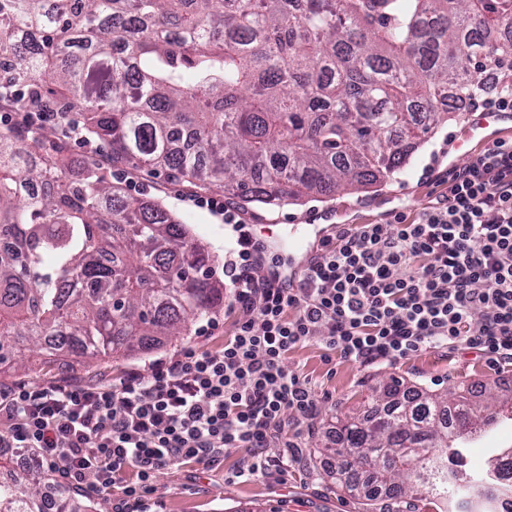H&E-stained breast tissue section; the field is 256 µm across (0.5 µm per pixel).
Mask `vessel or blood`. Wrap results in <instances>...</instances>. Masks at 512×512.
Instances as JSON below:
<instances>
[{
  "label": "vessel or blood",
  "instance_id": "b4317fda",
  "mask_svg": "<svg viewBox=\"0 0 512 512\" xmlns=\"http://www.w3.org/2000/svg\"><path fill=\"white\" fill-rule=\"evenodd\" d=\"M471 123L479 133L480 144L486 146L512 131V114L480 113L472 116ZM336 231L337 227L333 224H310L302 235L288 240L276 236L269 237L263 244L264 249L269 252L287 249L288 261L281 265H263L264 276L283 286H293L305 272L313 252L317 250L321 241L334 236Z\"/></svg>",
  "mask_w": 512,
  "mask_h": 512
}]
</instances>
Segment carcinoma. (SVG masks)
<instances>
[{"label":"carcinoma","instance_id":"cac0c4a2","mask_svg":"<svg viewBox=\"0 0 512 512\" xmlns=\"http://www.w3.org/2000/svg\"><path fill=\"white\" fill-rule=\"evenodd\" d=\"M512 71V0H0V106L61 107L112 162L222 185L242 204L372 186L475 92L479 69ZM74 169L62 180L61 173ZM214 256L154 199L106 169L75 166L40 135L0 130V374L19 345L105 360L186 335L224 307ZM473 388L407 395L336 419L329 477L366 512L448 486L491 508L512 494L503 457L465 469L466 441L512 420ZM46 475L0 481V512H89Z\"/></svg>","mask_w":512,"mask_h":512}]
</instances>
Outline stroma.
<instances>
[{"mask_svg":"<svg viewBox=\"0 0 512 512\" xmlns=\"http://www.w3.org/2000/svg\"><path fill=\"white\" fill-rule=\"evenodd\" d=\"M82 118L67 114L55 136L66 156L78 163L107 166L113 182L136 198L160 200L190 224L198 239L216 255V279L224 277L222 256L234 244L230 226L189 202L195 187L171 181L165 174L147 175L126 164H113L105 142L79 138L76 127ZM466 120L440 125L414 152L409 164L382 182L356 192L333 196L312 194L302 201L277 206L252 203L244 207L248 229L256 242L268 235H287L289 228L307 224L387 223L394 214L414 217L439 192L438 177L450 166L469 163L478 145L449 154V142L461 138ZM197 336H181L143 353L133 351L106 362H82L27 353L24 369L0 375L1 385L24 382L48 384L63 380L109 381L130 368L147 370L155 360L168 359L195 345ZM289 371L309 379L317 399L315 417L302 418L294 410L283 416L281 439L271 443L266 454L271 466L249 480L237 472L244 461L239 448L227 449L223 460L212 468L175 465L158 473L155 489L138 504L137 512H365L362 501L337 488L329 477L325 458L318 452L332 437L337 416L362 410L371 397L382 392L391 379L405 386L431 391H451L471 385L512 389V362L489 363L467 350L427 349L395 366L376 363L359 366L328 351L322 342H311L292 350L284 361ZM301 448L298 461H286V446Z\"/></svg>","mask_w":512,"mask_h":512,"instance_id":"35a3bbf8","label":"stroma"}]
</instances>
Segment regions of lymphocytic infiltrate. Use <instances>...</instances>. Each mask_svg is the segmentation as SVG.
Instances as JSON below:
<instances>
[{"label":"lymphocytic infiltrate","instance_id":"f902f5d3","mask_svg":"<svg viewBox=\"0 0 512 512\" xmlns=\"http://www.w3.org/2000/svg\"><path fill=\"white\" fill-rule=\"evenodd\" d=\"M413 219L339 228L294 288L259 273L258 247L232 203L197 198L237 234L224 260L236 316L217 348L190 347L118 382L0 386V448L33 450L42 468L89 495L138 504L176 463L216 464L241 448L239 474L263 470L285 410L315 415L289 351L319 340L362 366L431 348L512 360V143L495 142ZM480 321H473V314Z\"/></svg>","mask_w":512,"mask_h":512}]
</instances>
